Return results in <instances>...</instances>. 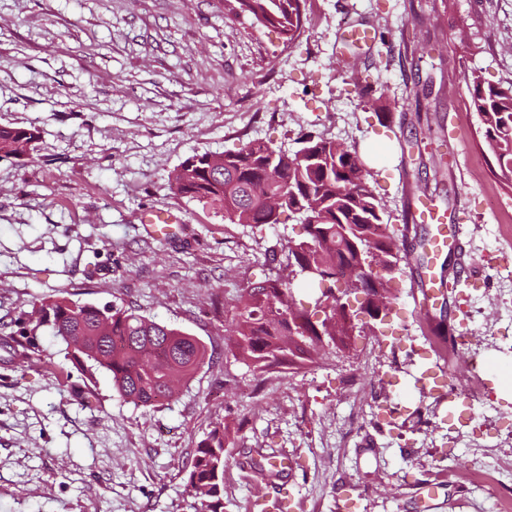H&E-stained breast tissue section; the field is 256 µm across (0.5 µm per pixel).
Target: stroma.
Here are the masks:
<instances>
[{
    "label": "stroma",
    "mask_w": 512,
    "mask_h": 512,
    "mask_svg": "<svg viewBox=\"0 0 512 512\" xmlns=\"http://www.w3.org/2000/svg\"><path fill=\"white\" fill-rule=\"evenodd\" d=\"M302 14L288 44L224 0H0V125L40 131L31 157L0 158V334L64 296L137 309L211 354L175 400L137 407L48 332L22 371L0 345V512H192L185 470L218 422L238 430L224 512L274 498L338 512L344 493L356 512H497L512 496V400L498 391L512 370V190L470 94L476 76L512 84V0H303ZM309 131L378 173L398 315L350 356L259 372L232 355L228 319L302 227L224 223L170 177L197 152L293 151ZM422 199L458 245L432 252ZM159 211L178 218L163 239L147 221ZM431 272L459 283L425 309ZM452 333L469 338L456 355L425 356ZM260 455L291 468L259 476L247 461ZM476 467L492 489L469 482Z\"/></svg>",
    "instance_id": "obj_1"
}]
</instances>
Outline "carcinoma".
<instances>
[{
	"instance_id": "obj_1",
	"label": "carcinoma",
	"mask_w": 512,
	"mask_h": 512,
	"mask_svg": "<svg viewBox=\"0 0 512 512\" xmlns=\"http://www.w3.org/2000/svg\"><path fill=\"white\" fill-rule=\"evenodd\" d=\"M228 11L246 14L274 28L287 42L303 29L301 0H225ZM473 106L478 113L484 142L493 155L501 180L512 186V85H485L473 80ZM40 137L36 127L0 125V153L28 155ZM208 152L195 153L175 169L172 192L189 201L208 205L230 224L256 227L280 222L272 219L267 200L281 199L280 213L299 215L306 236L288 241L291 262L272 268L264 279L251 283L240 296L228 320V335L236 356L263 371L315 360L320 332L312 321L315 310L295 297L292 282L307 279V268L343 269L359 273L346 288L336 281L314 288L311 304L322 302L328 318L338 324L323 352L343 357L355 347L366 323L345 307L359 293L392 298L394 250L397 244L383 208L377 181L358 152L322 133L309 132L298 140L292 154L261 141H250L226 151L213 166ZM48 325L66 344L67 358L88 376L103 369L124 400L154 406L175 396L176 385L193 377L207 358V348L183 330L158 323L135 309L80 304L65 297L43 302L37 320L20 327L26 339L15 353L18 364L29 360L38 330ZM236 431L219 423L195 449L186 484L193 492V512H223L226 448Z\"/></svg>"
}]
</instances>
